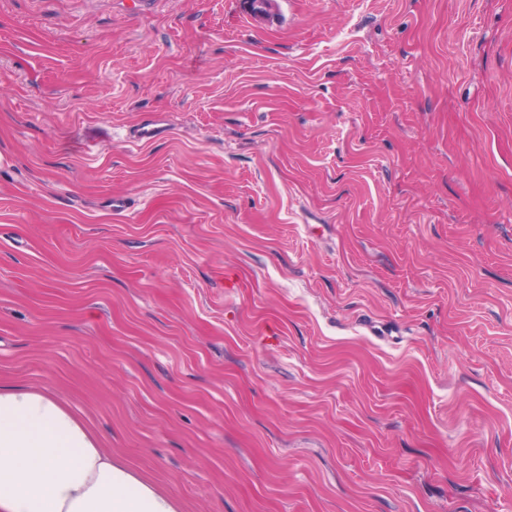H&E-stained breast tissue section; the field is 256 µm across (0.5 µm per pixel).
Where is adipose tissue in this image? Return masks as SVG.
Returning <instances> with one entry per match:
<instances>
[{
  "instance_id": "ef3b65f1",
  "label": "adipose tissue",
  "mask_w": 512,
  "mask_h": 512,
  "mask_svg": "<svg viewBox=\"0 0 512 512\" xmlns=\"http://www.w3.org/2000/svg\"><path fill=\"white\" fill-rule=\"evenodd\" d=\"M0 512H176L53 394L0 390Z\"/></svg>"
}]
</instances>
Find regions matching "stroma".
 <instances>
[{
  "mask_svg": "<svg viewBox=\"0 0 512 512\" xmlns=\"http://www.w3.org/2000/svg\"><path fill=\"white\" fill-rule=\"evenodd\" d=\"M249 5L0 0V386L178 512H512V0ZM251 7L245 12L250 28L262 29L284 23L289 0H252Z\"/></svg>",
  "mask_w": 512,
  "mask_h": 512,
  "instance_id": "35a3bbf8",
  "label": "stroma"
}]
</instances>
